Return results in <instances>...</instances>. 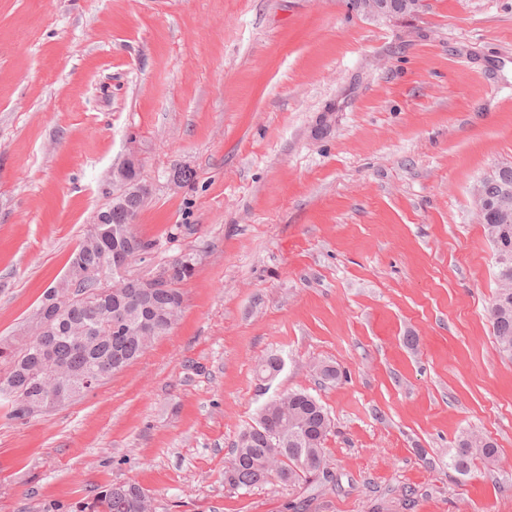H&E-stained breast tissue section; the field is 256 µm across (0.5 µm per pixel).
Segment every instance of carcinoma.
Returning <instances> with one entry per match:
<instances>
[{
    "instance_id": "carcinoma-1",
    "label": "carcinoma",
    "mask_w": 512,
    "mask_h": 512,
    "mask_svg": "<svg viewBox=\"0 0 512 512\" xmlns=\"http://www.w3.org/2000/svg\"><path fill=\"white\" fill-rule=\"evenodd\" d=\"M421 0H379L387 18L418 11ZM512 189V166L496 171V179L485 184L490 208L484 224L491 246L512 247V197L507 213L498 201L504 189ZM123 206L108 202L100 209L112 227L111 239L102 241L85 233L70 260H79L83 270L115 287L110 303L76 304L58 314L49 332L36 344L24 339L28 331L0 338V405L8 416L24 422L33 416L26 402L41 390H54V378L38 373L43 356L58 361L67 373L84 379H106L134 361L159 337L169 333L184 308L182 285L195 274L193 252H180L163 263L171 288L152 293L145 278L112 269L114 239H123L140 255L151 253L156 242L132 229L133 221L149 197L140 175L132 174ZM496 292L487 307L499 352L512 358V265H496ZM333 422L321 402L306 390L274 396L260 407L255 422L240 431L232 455L224 465V484L250 490L270 483L295 485L312 478L327 477L324 444ZM488 464L497 460L495 444L484 435L466 431L458 440L449 466L467 474L475 460ZM75 512H155L153 499L133 482L109 484L80 503Z\"/></svg>"
}]
</instances>
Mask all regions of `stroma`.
<instances>
[{
  "label": "stroma",
  "mask_w": 512,
  "mask_h": 512,
  "mask_svg": "<svg viewBox=\"0 0 512 512\" xmlns=\"http://www.w3.org/2000/svg\"><path fill=\"white\" fill-rule=\"evenodd\" d=\"M424 2L0 0V337L130 151L152 189L134 229L158 244L131 273L202 257L132 365L24 422L0 408V512L126 481L156 512H512V359L472 194L512 166V0ZM176 164L195 173L177 191ZM290 390L334 422L329 479L230 489L239 432ZM466 430L496 465L450 467Z\"/></svg>",
  "instance_id": "1"
}]
</instances>
